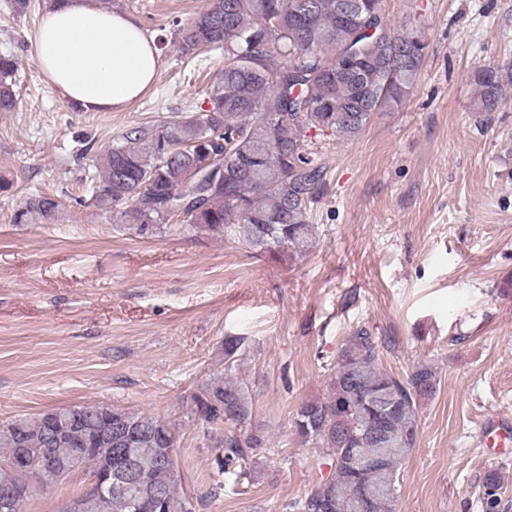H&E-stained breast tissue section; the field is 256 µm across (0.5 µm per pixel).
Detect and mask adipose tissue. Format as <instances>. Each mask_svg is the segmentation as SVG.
<instances>
[{
	"mask_svg": "<svg viewBox=\"0 0 512 512\" xmlns=\"http://www.w3.org/2000/svg\"><path fill=\"white\" fill-rule=\"evenodd\" d=\"M34 49L60 100L85 112L124 108L158 71L156 38L131 16L91 0H53Z\"/></svg>",
	"mask_w": 512,
	"mask_h": 512,
	"instance_id": "1",
	"label": "adipose tissue"
}]
</instances>
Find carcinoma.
<instances>
[{"mask_svg": "<svg viewBox=\"0 0 512 512\" xmlns=\"http://www.w3.org/2000/svg\"><path fill=\"white\" fill-rule=\"evenodd\" d=\"M341 0H207L178 28L182 54L218 52L219 68L207 91L209 108L155 129H127L101 151L84 143L91 158L86 183L91 204L110 212L143 238L173 219L194 232L243 240L262 254L288 257L313 246L311 205L327 190V167L310 150L309 132L338 141L358 137L371 119L401 105L412 93L423 61L413 53L418 26L386 21L384 0H371L372 20L358 28L338 17ZM382 59L368 64L359 87L340 68L345 55ZM476 111L492 114L503 103L512 72L485 67L474 76ZM18 68L0 54V112L17 103ZM61 202L35 193L11 215L14 224H54ZM378 338L359 328L336 355L329 390L303 402L293 418L302 443L333 458V476L293 512H396L400 467L415 447L420 410L438 389L436 371L419 363L405 374L381 365ZM242 340L224 338V370L240 355ZM194 417L218 449L220 470L232 484L243 465L267 443L253 423V404L228 377L207 383L194 399ZM224 427V436L213 434ZM168 422L107 405H71L33 420L0 423V462L17 448H43L63 467L96 471L113 448H128L144 471L126 495L84 490L88 512H132V499L158 504L156 512H196L195 498L179 492L180 476L161 461L176 448ZM503 481L484 476L485 512H497Z\"/></svg>", "mask_w": 512, "mask_h": 512, "instance_id": "obj_1", "label": "carcinoma"}]
</instances>
